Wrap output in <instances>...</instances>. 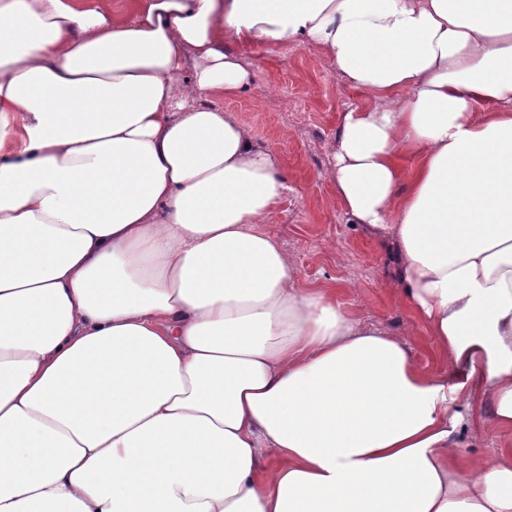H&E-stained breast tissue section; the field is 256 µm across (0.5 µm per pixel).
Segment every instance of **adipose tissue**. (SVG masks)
Returning <instances> with one entry per match:
<instances>
[{"instance_id":"adipose-tissue-1","label":"adipose tissue","mask_w":512,"mask_h":512,"mask_svg":"<svg viewBox=\"0 0 512 512\" xmlns=\"http://www.w3.org/2000/svg\"><path fill=\"white\" fill-rule=\"evenodd\" d=\"M129 2L0 0V512H512V0ZM288 44L365 95L336 196L439 369L262 229L217 101ZM463 445L465 456L480 459L493 455L496 448H499L500 439L492 429L478 426L466 432Z\"/></svg>"}]
</instances>
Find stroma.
I'll use <instances>...</instances> for the list:
<instances>
[{"label": "stroma", "mask_w": 512, "mask_h": 512, "mask_svg": "<svg viewBox=\"0 0 512 512\" xmlns=\"http://www.w3.org/2000/svg\"><path fill=\"white\" fill-rule=\"evenodd\" d=\"M253 87L224 97V111L247 125L276 156L290 191L269 213L264 229L290 253L305 288L336 290L345 311L397 334H413V356L431 369L427 325L391 288L397 276L390 241L352 223L327 173L342 112L363 101L344 86L315 47L249 48Z\"/></svg>", "instance_id": "stroma-1"}]
</instances>
